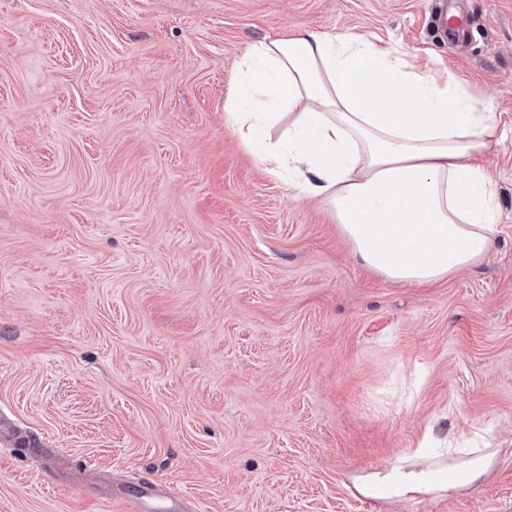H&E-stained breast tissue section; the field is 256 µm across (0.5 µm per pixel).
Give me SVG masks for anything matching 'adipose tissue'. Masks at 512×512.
Instances as JSON below:
<instances>
[{"instance_id": "adipose-tissue-1", "label": "adipose tissue", "mask_w": 512, "mask_h": 512, "mask_svg": "<svg viewBox=\"0 0 512 512\" xmlns=\"http://www.w3.org/2000/svg\"><path fill=\"white\" fill-rule=\"evenodd\" d=\"M238 72L224 112L242 146L295 198H322L371 271L433 284L489 255L499 203L478 159L502 133L454 75L363 35L308 29L251 43ZM496 454L416 451L355 488L377 500L451 498Z\"/></svg>"}]
</instances>
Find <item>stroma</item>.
Here are the masks:
<instances>
[{"instance_id": "35a3bbf8", "label": "stroma", "mask_w": 512, "mask_h": 512, "mask_svg": "<svg viewBox=\"0 0 512 512\" xmlns=\"http://www.w3.org/2000/svg\"><path fill=\"white\" fill-rule=\"evenodd\" d=\"M307 28L440 62L495 112V246L437 284L359 262L224 117ZM0 512H512V0H0ZM494 448L451 499L356 477Z\"/></svg>"}]
</instances>
